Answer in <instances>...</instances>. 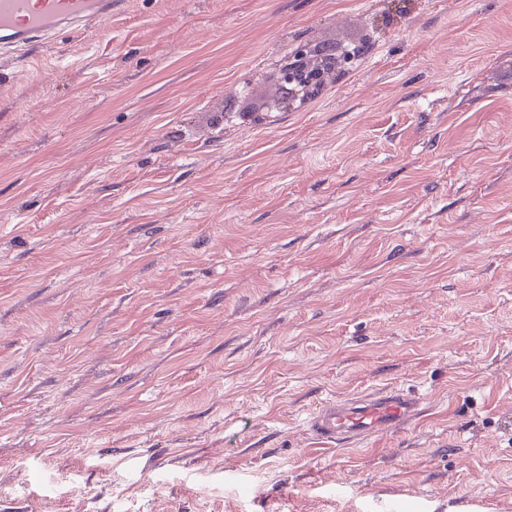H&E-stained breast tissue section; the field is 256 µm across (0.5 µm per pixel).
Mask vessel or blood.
Segmentation results:
<instances>
[{"mask_svg": "<svg viewBox=\"0 0 512 512\" xmlns=\"http://www.w3.org/2000/svg\"><path fill=\"white\" fill-rule=\"evenodd\" d=\"M115 0H0V51L22 50L90 20L109 21ZM422 398L386 388L316 409L308 420L323 443L357 444L418 416Z\"/></svg>", "mask_w": 512, "mask_h": 512, "instance_id": "1", "label": "vessel or blood"}]
</instances>
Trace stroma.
I'll return each mask as SVG.
<instances>
[{"mask_svg":"<svg viewBox=\"0 0 512 512\" xmlns=\"http://www.w3.org/2000/svg\"><path fill=\"white\" fill-rule=\"evenodd\" d=\"M8 61L0 512H512V0H118ZM293 62H288V65H285L279 72V75L286 80H294L295 77L302 70L303 64H308L310 66L316 65L318 62H321L324 59V68L321 69L323 72L326 69L334 70L338 68L341 59H329L324 57L323 54L318 52V49H310V50H300L293 55ZM422 404L416 394L386 388L327 402L311 414L308 427L323 443L355 445L371 435L401 427L420 414Z\"/></svg>","mask_w":512,"mask_h":512,"instance_id":"1","label":"stroma"}]
</instances>
